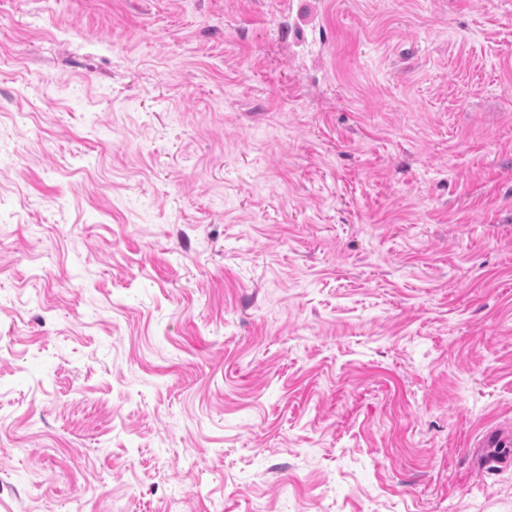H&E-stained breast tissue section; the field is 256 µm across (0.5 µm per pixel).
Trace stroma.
I'll return each instance as SVG.
<instances>
[{"instance_id":"obj_1","label":"stroma","mask_w":512,"mask_h":512,"mask_svg":"<svg viewBox=\"0 0 512 512\" xmlns=\"http://www.w3.org/2000/svg\"><path fill=\"white\" fill-rule=\"evenodd\" d=\"M512 0H0V512H512Z\"/></svg>"}]
</instances>
